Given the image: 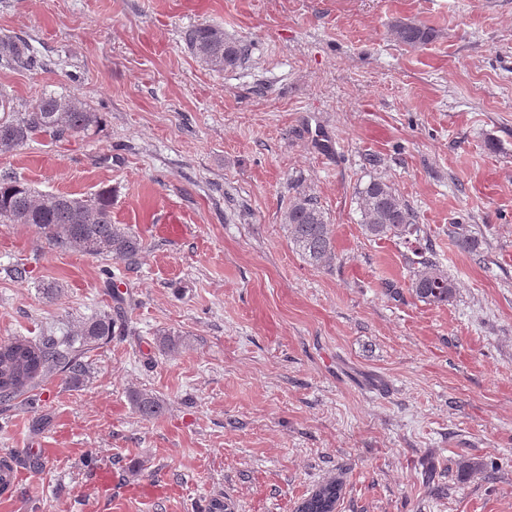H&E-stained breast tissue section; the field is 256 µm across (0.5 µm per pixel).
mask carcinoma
Returning a JSON list of instances; mask_svg holds the SVG:
<instances>
[{
  "label": "carcinoma",
  "mask_w": 512,
  "mask_h": 512,
  "mask_svg": "<svg viewBox=\"0 0 512 512\" xmlns=\"http://www.w3.org/2000/svg\"><path fill=\"white\" fill-rule=\"evenodd\" d=\"M396 39L411 48L427 43L431 32L420 26L401 23L394 29ZM190 51L202 64L215 71L239 67L248 55L246 44L224 37V31L201 23L185 36ZM0 57L18 66L34 63L27 45L10 37L0 39ZM100 124L99 113L78 100L46 94L31 106L21 120L0 119V152L6 153L25 144L36 134L57 140L88 133ZM360 224L364 233L376 240H407L417 232L416 215L395 193L392 186L373 177L357 189ZM112 189L105 187L94 196L83 199L69 195H49L8 177L0 179V223L28 224L49 244L72 248L81 253L110 257L127 268L136 267L145 251L143 238L131 229L112 223ZM288 239L295 252L309 265L322 266L335 255L332 230L317 200L306 193L297 194L284 213ZM424 245L417 253L420 260L410 279V291L429 305L450 302L455 295L448 273L427 253ZM122 298L115 305L82 320L75 329L56 336L52 333L32 338L18 336L0 342V405L9 406L24 396L31 406L39 398L34 388L54 376L80 385L89 377L85 354L112 341L116 331L128 332ZM159 348L172 353L182 347L180 336L161 333ZM130 402L137 413L150 419L162 413L160 399L146 390L129 391Z\"/></svg>",
  "instance_id": "cac0c4a2"
}]
</instances>
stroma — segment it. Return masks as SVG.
<instances>
[{"mask_svg":"<svg viewBox=\"0 0 512 512\" xmlns=\"http://www.w3.org/2000/svg\"><path fill=\"white\" fill-rule=\"evenodd\" d=\"M400 21L432 39L401 44ZM201 23L245 62L202 65L185 43ZM5 36L38 59L0 61L12 117L51 93L103 124L33 136L0 177L111 188L146 250L128 269L0 223V341L109 309L105 266L132 329L89 352L83 385L41 383L39 412L0 407V453L29 462L0 512H295L330 477L337 512H512V0H0ZM373 177L415 212L450 303L411 294L404 243L366 237ZM300 192L331 224L328 265L289 243ZM132 389L163 414L140 417ZM463 458L494 469L459 476ZM129 399L135 411L143 418H154L162 413L163 405L152 392L132 389L129 391Z\"/></svg>","mask_w":512,"mask_h":512,"instance_id":"35a3bbf8","label":"stroma"}]
</instances>
